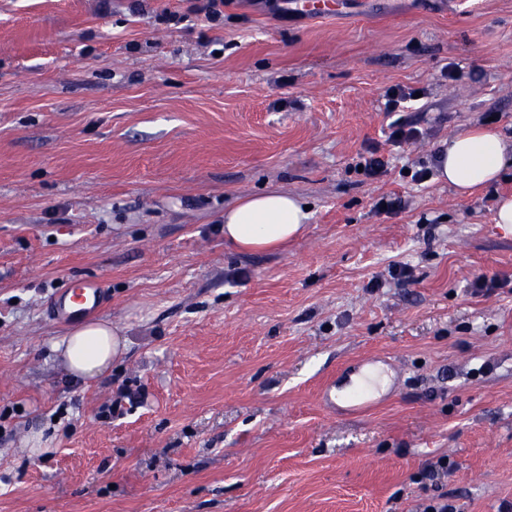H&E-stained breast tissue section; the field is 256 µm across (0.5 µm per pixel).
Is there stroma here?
I'll list each match as a JSON object with an SVG mask.
<instances>
[{"instance_id":"stroma-1","label":"stroma","mask_w":512,"mask_h":512,"mask_svg":"<svg viewBox=\"0 0 512 512\" xmlns=\"http://www.w3.org/2000/svg\"><path fill=\"white\" fill-rule=\"evenodd\" d=\"M202 2L0 0V512H501L512 170L466 195L410 173L472 125L512 142V0L325 20L224 0L214 22ZM394 85L425 92L398 147ZM370 145L391 157L377 179ZM272 189L308 205L305 232L229 249L225 209ZM385 194L406 209L378 214ZM481 274L505 284L475 293ZM78 277L106 280L98 318L127 340L94 381L57 359L72 328L47 313ZM377 363L394 377L373 407L324 405ZM390 128L389 140L393 144L413 142L421 135L420 130L408 119L399 118L391 123ZM364 163L360 162L364 174L369 178H376L387 172L388 159L380 153L377 147H369L365 153L360 154Z\"/></svg>"}]
</instances>
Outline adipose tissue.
I'll return each instance as SVG.
<instances>
[{"label":"adipose tissue","instance_id":"ef3b65f1","mask_svg":"<svg viewBox=\"0 0 512 512\" xmlns=\"http://www.w3.org/2000/svg\"><path fill=\"white\" fill-rule=\"evenodd\" d=\"M512 163V148L497 134L470 127L440 144L437 153L438 181L460 191L498 180ZM310 217L303 204L288 194L271 190L241 199L224 212V242L247 253L275 250L299 236ZM70 375L81 380L108 373L114 359L126 350L118 328L90 322L54 346Z\"/></svg>","mask_w":512,"mask_h":512}]
</instances>
